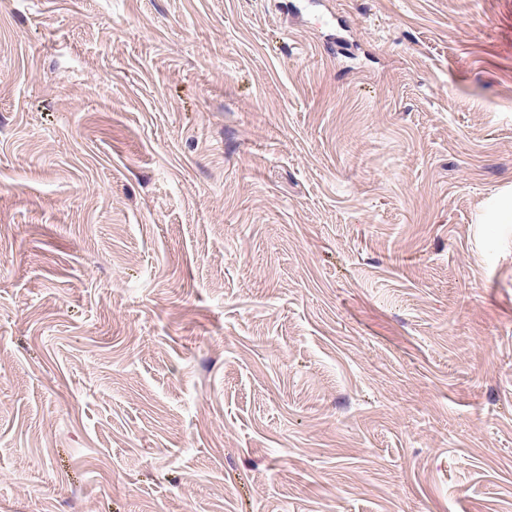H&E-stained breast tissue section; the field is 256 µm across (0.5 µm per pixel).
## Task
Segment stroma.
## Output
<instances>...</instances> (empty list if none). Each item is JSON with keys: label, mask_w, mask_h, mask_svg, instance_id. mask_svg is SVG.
<instances>
[{"label": "stroma", "mask_w": 512, "mask_h": 512, "mask_svg": "<svg viewBox=\"0 0 512 512\" xmlns=\"http://www.w3.org/2000/svg\"><path fill=\"white\" fill-rule=\"evenodd\" d=\"M0 0V512H512V0Z\"/></svg>", "instance_id": "stroma-1"}]
</instances>
